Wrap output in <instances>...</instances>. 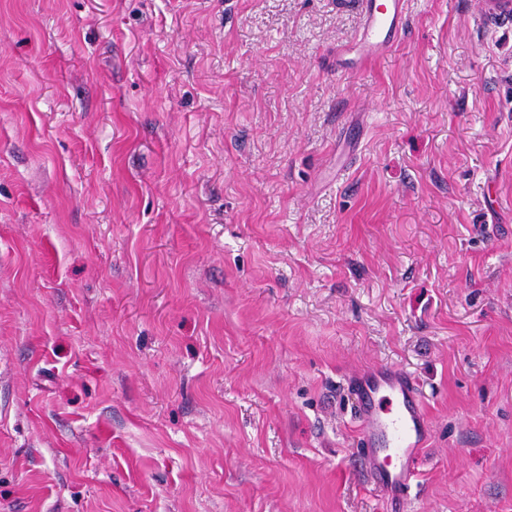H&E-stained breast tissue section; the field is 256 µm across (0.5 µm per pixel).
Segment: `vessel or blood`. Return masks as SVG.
<instances>
[{"mask_svg": "<svg viewBox=\"0 0 512 512\" xmlns=\"http://www.w3.org/2000/svg\"><path fill=\"white\" fill-rule=\"evenodd\" d=\"M361 17L360 33L336 53V68L353 72L393 47L406 28L407 0H343ZM356 398L358 442L375 489L392 505L408 503L430 426L416 380L376 368L348 383Z\"/></svg>", "mask_w": 512, "mask_h": 512, "instance_id": "b4317fda", "label": "vessel or blood"}]
</instances>
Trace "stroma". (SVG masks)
I'll return each mask as SVG.
<instances>
[{
	"instance_id": "1",
	"label": "stroma",
	"mask_w": 512,
	"mask_h": 512,
	"mask_svg": "<svg viewBox=\"0 0 512 512\" xmlns=\"http://www.w3.org/2000/svg\"><path fill=\"white\" fill-rule=\"evenodd\" d=\"M0 0V512H512V26L407 0ZM361 17L359 36L336 51V69L353 72L393 47L406 28L407 0H341ZM383 367L355 375L348 387L356 398L358 442L375 489L404 512L430 426L416 380ZM402 506V508H400Z\"/></svg>"
}]
</instances>
